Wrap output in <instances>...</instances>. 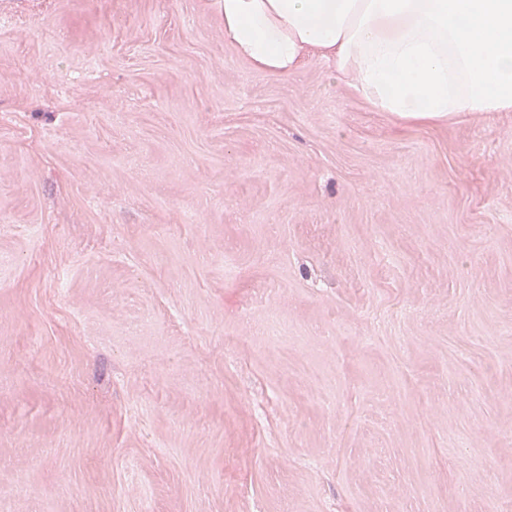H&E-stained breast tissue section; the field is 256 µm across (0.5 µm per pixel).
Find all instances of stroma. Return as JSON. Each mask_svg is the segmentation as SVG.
Listing matches in <instances>:
<instances>
[{
    "label": "stroma",
    "mask_w": 512,
    "mask_h": 512,
    "mask_svg": "<svg viewBox=\"0 0 512 512\" xmlns=\"http://www.w3.org/2000/svg\"><path fill=\"white\" fill-rule=\"evenodd\" d=\"M0 512H512V112L0 0Z\"/></svg>",
    "instance_id": "stroma-1"
}]
</instances>
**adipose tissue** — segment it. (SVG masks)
Returning <instances> with one entry per match:
<instances>
[{
  "label": "adipose tissue",
  "instance_id": "1",
  "mask_svg": "<svg viewBox=\"0 0 512 512\" xmlns=\"http://www.w3.org/2000/svg\"><path fill=\"white\" fill-rule=\"evenodd\" d=\"M224 38L287 77L312 56L412 123L512 112V0H216Z\"/></svg>",
  "mask_w": 512,
  "mask_h": 512
}]
</instances>
